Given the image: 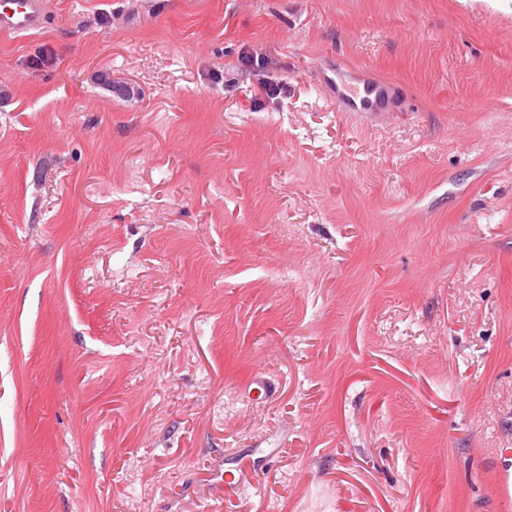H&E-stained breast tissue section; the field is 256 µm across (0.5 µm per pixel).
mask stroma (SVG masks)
Masks as SVG:
<instances>
[{"instance_id":"stroma-1","label":"stroma","mask_w":512,"mask_h":512,"mask_svg":"<svg viewBox=\"0 0 512 512\" xmlns=\"http://www.w3.org/2000/svg\"><path fill=\"white\" fill-rule=\"evenodd\" d=\"M0 512H512V0L0 36ZM388 85L385 82H376L373 84L364 85L362 90H355L353 95L355 99L342 93L338 90V96L344 95L351 99L350 107L355 111H370L372 110L384 93L387 91Z\"/></svg>"}]
</instances>
